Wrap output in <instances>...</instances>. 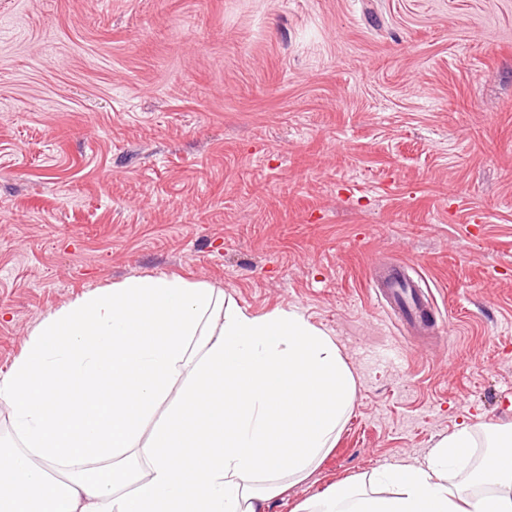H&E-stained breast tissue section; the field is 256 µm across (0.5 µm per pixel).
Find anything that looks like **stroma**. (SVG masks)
I'll list each match as a JSON object with an SVG mask.
<instances>
[{
	"instance_id": "35a3bbf8",
	"label": "stroma",
	"mask_w": 512,
	"mask_h": 512,
	"mask_svg": "<svg viewBox=\"0 0 512 512\" xmlns=\"http://www.w3.org/2000/svg\"><path fill=\"white\" fill-rule=\"evenodd\" d=\"M134 276L340 347L353 413L270 512L512 423V0H0V376ZM403 268H393L386 276L374 280L376 295L393 315L410 327L416 330L428 328V323L432 324L433 320L431 295L428 289H422L420 282L410 278Z\"/></svg>"
}]
</instances>
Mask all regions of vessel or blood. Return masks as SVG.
Here are the masks:
<instances>
[{"label":"vessel or blood","instance_id":"vessel-or-blood-1","mask_svg":"<svg viewBox=\"0 0 512 512\" xmlns=\"http://www.w3.org/2000/svg\"><path fill=\"white\" fill-rule=\"evenodd\" d=\"M374 287L390 312L410 327L421 330L431 322L433 300L430 293L403 268H393L386 276L376 279Z\"/></svg>","mask_w":512,"mask_h":512}]
</instances>
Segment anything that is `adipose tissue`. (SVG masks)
Wrapping results in <instances>:
<instances>
[{
    "label": "adipose tissue",
    "instance_id": "adipose-tissue-1",
    "mask_svg": "<svg viewBox=\"0 0 512 512\" xmlns=\"http://www.w3.org/2000/svg\"><path fill=\"white\" fill-rule=\"evenodd\" d=\"M355 394L298 311L252 314L176 277L98 288L43 318L0 378V512H268L334 448ZM480 444L479 470L449 482ZM294 512H512V423L481 441L461 427Z\"/></svg>",
    "mask_w": 512,
    "mask_h": 512
}]
</instances>
